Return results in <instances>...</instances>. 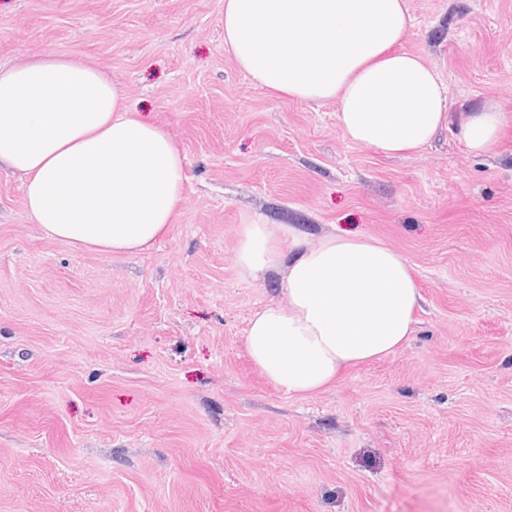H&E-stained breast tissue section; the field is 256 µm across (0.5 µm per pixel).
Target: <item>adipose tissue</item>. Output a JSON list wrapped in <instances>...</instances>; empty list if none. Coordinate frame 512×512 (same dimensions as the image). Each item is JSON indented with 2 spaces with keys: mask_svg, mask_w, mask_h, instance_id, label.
I'll return each mask as SVG.
<instances>
[{
  "mask_svg": "<svg viewBox=\"0 0 512 512\" xmlns=\"http://www.w3.org/2000/svg\"><path fill=\"white\" fill-rule=\"evenodd\" d=\"M407 0H224V47L268 92L337 101L353 143L397 156L448 126L438 72L402 50ZM121 84L60 55L0 68V166L21 174L26 207L53 238L137 254L167 232L184 201V158L171 135L121 107ZM512 114L490 101L457 128L473 155L494 152ZM288 264L280 299L251 319L246 344L265 377L312 395L341 373L402 348L421 294L411 267L381 241L341 232L244 224L235 255L246 278Z\"/></svg>",
  "mask_w": 512,
  "mask_h": 512,
  "instance_id": "obj_1",
  "label": "adipose tissue"
}]
</instances>
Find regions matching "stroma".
I'll use <instances>...</instances> for the list:
<instances>
[{"mask_svg":"<svg viewBox=\"0 0 512 512\" xmlns=\"http://www.w3.org/2000/svg\"><path fill=\"white\" fill-rule=\"evenodd\" d=\"M402 43L449 109L512 113V0H408ZM75 56L168 130L185 201L150 251L48 236L0 170V512H512V127L386 157L339 105L270 95L224 48V0H0V66ZM349 231L423 297L394 354L291 397L246 330L241 225Z\"/></svg>","mask_w":512,"mask_h":512,"instance_id":"35a3bbf8","label":"stroma"}]
</instances>
